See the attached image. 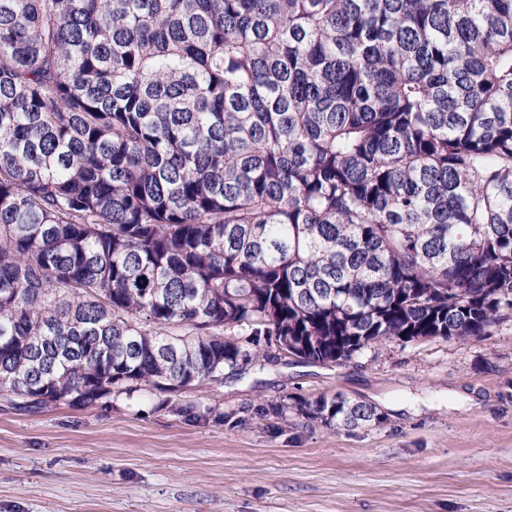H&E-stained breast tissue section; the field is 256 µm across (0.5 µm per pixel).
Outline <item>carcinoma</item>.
Here are the masks:
<instances>
[{
    "label": "carcinoma",
    "instance_id": "carcinoma-1",
    "mask_svg": "<svg viewBox=\"0 0 512 512\" xmlns=\"http://www.w3.org/2000/svg\"><path fill=\"white\" fill-rule=\"evenodd\" d=\"M511 319L512 0H0L14 409Z\"/></svg>",
    "mask_w": 512,
    "mask_h": 512
}]
</instances>
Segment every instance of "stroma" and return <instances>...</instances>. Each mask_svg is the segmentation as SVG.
Wrapping results in <instances>:
<instances>
[{
	"mask_svg": "<svg viewBox=\"0 0 512 512\" xmlns=\"http://www.w3.org/2000/svg\"><path fill=\"white\" fill-rule=\"evenodd\" d=\"M338 393L381 422L336 429L296 408ZM0 512H512V320L333 366L261 361L165 400H0Z\"/></svg>",
	"mask_w": 512,
	"mask_h": 512,
	"instance_id": "35a3bbf8",
	"label": "stroma"
}]
</instances>
